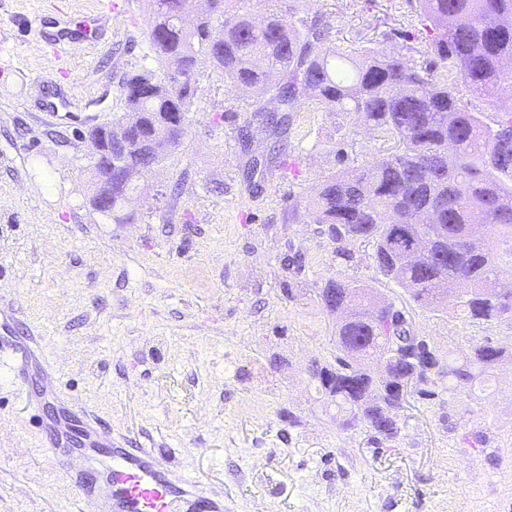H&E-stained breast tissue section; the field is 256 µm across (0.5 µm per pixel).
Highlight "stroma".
<instances>
[{
	"label": "stroma",
	"mask_w": 512,
	"mask_h": 512,
	"mask_svg": "<svg viewBox=\"0 0 512 512\" xmlns=\"http://www.w3.org/2000/svg\"><path fill=\"white\" fill-rule=\"evenodd\" d=\"M330 23L338 46L395 49L426 60L408 0H298ZM108 11L94 45L55 52L39 25ZM147 0H0V338L32 336L51 369L34 379L40 409L0 354V512H77L67 458L46 448L38 419L86 408L157 451L182 479L223 497L228 512H512V369L479 399L466 391L416 401L395 441L315 399L306 368L332 349L317 291L337 274L385 284L370 247L338 260L309 214L325 176L384 154L382 138L346 113L309 104L285 133L250 124L247 95L201 77L188 132L143 179L129 224L88 204L92 127L121 115L127 74L155 69ZM41 76L72 89L86 112L52 121ZM301 254L304 273L286 269ZM420 334L461 356L489 337L512 350V323L484 327L466 312L416 311ZM285 365L269 364L272 353ZM291 410L296 423L281 420ZM481 431L483 448L465 443Z\"/></svg>",
	"instance_id": "obj_1"
}]
</instances>
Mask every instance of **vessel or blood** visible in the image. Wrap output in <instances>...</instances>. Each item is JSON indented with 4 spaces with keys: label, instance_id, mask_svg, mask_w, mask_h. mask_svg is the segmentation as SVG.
<instances>
[{
    "label": "vessel or blood",
    "instance_id": "b4317fda",
    "mask_svg": "<svg viewBox=\"0 0 512 512\" xmlns=\"http://www.w3.org/2000/svg\"><path fill=\"white\" fill-rule=\"evenodd\" d=\"M39 109L56 119L79 116L73 93L61 88L45 94ZM69 415L76 432L45 421L39 428L53 452L80 460L67 474L80 492L78 512H224L223 498L189 487L155 450L113 443L111 430L85 409Z\"/></svg>",
    "mask_w": 512,
    "mask_h": 512
}]
</instances>
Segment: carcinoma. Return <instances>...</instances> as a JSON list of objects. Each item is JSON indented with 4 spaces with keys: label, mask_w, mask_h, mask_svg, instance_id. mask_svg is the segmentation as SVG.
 <instances>
[{
    "label": "carcinoma",
    "mask_w": 512,
    "mask_h": 512,
    "mask_svg": "<svg viewBox=\"0 0 512 512\" xmlns=\"http://www.w3.org/2000/svg\"><path fill=\"white\" fill-rule=\"evenodd\" d=\"M194 0H149L147 40L156 71L130 74L122 84L124 111L112 133V161H121L113 185L112 223L135 214L119 206L136 189L130 172L166 160L181 141L170 131L195 104L205 64L254 97L258 125L284 129L288 112L316 101L347 112L390 143L388 159L343 169L324 179L312 200L313 223L351 258L346 245L369 246L380 276L403 289L390 303L398 322L415 332V307L448 310L462 300L469 318L491 324L512 320V288L498 286L502 266L512 268V110L488 123L460 97L463 84L476 97L512 88V0H408L426 32V66L398 50L336 48L326 21L296 17L295 0L257 24L231 10L230 0H204L192 25ZM435 225L427 250L413 263L402 253ZM318 301L335 317L332 353L310 360L308 375L319 400L345 413L341 426L359 424L373 444L393 442L404 406V384L422 400L449 390L475 391L512 353L476 340L459 358L420 337L419 350L394 347L400 332L374 316L372 288L340 275L319 288Z\"/></svg>",
    "instance_id": "carcinoma-1"
}]
</instances>
